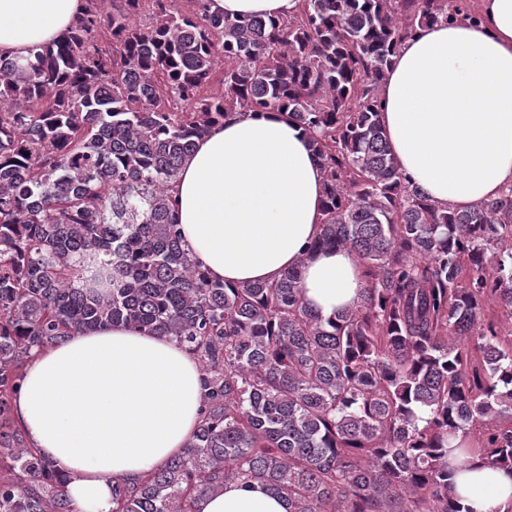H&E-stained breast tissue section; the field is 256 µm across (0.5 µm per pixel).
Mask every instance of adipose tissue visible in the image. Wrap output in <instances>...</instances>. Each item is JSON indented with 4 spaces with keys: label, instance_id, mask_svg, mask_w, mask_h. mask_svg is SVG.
Listing matches in <instances>:
<instances>
[{
    "label": "adipose tissue",
    "instance_id": "adipose-tissue-1",
    "mask_svg": "<svg viewBox=\"0 0 512 512\" xmlns=\"http://www.w3.org/2000/svg\"><path fill=\"white\" fill-rule=\"evenodd\" d=\"M83 0H0V55L29 57L80 15ZM230 17L292 18L300 0H214ZM480 25L438 23L405 41L381 90V120L399 168L455 209L512 189V0H479ZM178 222L211 277L273 282L300 267L322 318L354 307L362 268L343 248L312 249L323 218L320 166L308 137L277 112H240L185 160ZM201 408L196 357L168 338L115 324L33 350L14 401L28 443L68 477L77 512H112V481L135 480L179 454ZM472 512H505L512 474L463 469ZM201 512H289L267 486L230 484Z\"/></svg>",
    "mask_w": 512,
    "mask_h": 512
}]
</instances>
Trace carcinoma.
I'll return each instance as SVG.
<instances>
[{
	"label": "carcinoma",
	"instance_id": "obj_1",
	"mask_svg": "<svg viewBox=\"0 0 512 512\" xmlns=\"http://www.w3.org/2000/svg\"><path fill=\"white\" fill-rule=\"evenodd\" d=\"M175 2L85 0L26 62L0 56V512H74L13 403L32 349L117 323L191 351L203 394L182 453L112 479V512H200L231 482L290 512H470L457 465L512 471V338L482 320L493 300L512 321V251L488 258L512 239V190L450 210L410 185L380 88L418 28L482 17L470 0H301L287 23ZM236 110L309 135L314 245L362 266L353 308L312 313L299 266L227 285L192 257L176 182Z\"/></svg>",
	"mask_w": 512,
	"mask_h": 512
}]
</instances>
